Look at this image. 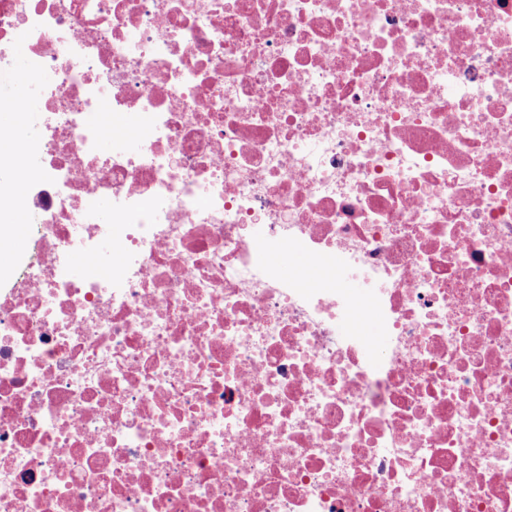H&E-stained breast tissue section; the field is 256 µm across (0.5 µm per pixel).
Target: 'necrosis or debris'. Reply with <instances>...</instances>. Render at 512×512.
Listing matches in <instances>:
<instances>
[{
  "label": "necrosis or debris",
  "instance_id": "obj_1",
  "mask_svg": "<svg viewBox=\"0 0 512 512\" xmlns=\"http://www.w3.org/2000/svg\"><path fill=\"white\" fill-rule=\"evenodd\" d=\"M19 32L0 512H512V0H0L1 67ZM30 49L25 36L21 33L17 34L11 45L10 65L7 71H0L1 79L10 78V73L16 70H21L25 67L28 59Z\"/></svg>",
  "mask_w": 512,
  "mask_h": 512
}]
</instances>
